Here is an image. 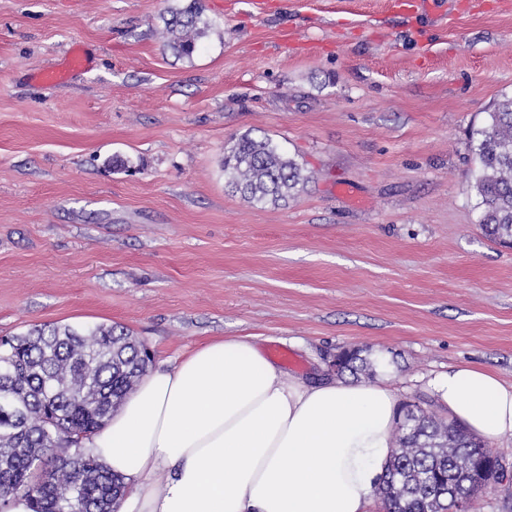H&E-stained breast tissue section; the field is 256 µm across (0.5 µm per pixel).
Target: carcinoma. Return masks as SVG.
Masks as SVG:
<instances>
[{
  "label": "carcinoma",
  "instance_id": "cac0c4a2",
  "mask_svg": "<svg viewBox=\"0 0 512 512\" xmlns=\"http://www.w3.org/2000/svg\"><path fill=\"white\" fill-rule=\"evenodd\" d=\"M163 34L180 57L190 58L209 22L197 0L163 19ZM471 188L478 224L512 245V97L486 112L472 132ZM224 176L234 191L256 203L293 196L306 180L296 160L270 138L248 134L224 149ZM147 348L123 328L35 327L0 343V380L11 382L13 408L0 410V503L22 493L33 512H110L122 491L88 449L54 460L47 449L65 436L84 438L100 428L147 371ZM374 365L353 348L341 371L373 374ZM395 448L380 489L385 512H456L461 499L481 493L484 464L494 451L456 422L405 407ZM40 494L32 493L36 485Z\"/></svg>",
  "mask_w": 512,
  "mask_h": 512
}]
</instances>
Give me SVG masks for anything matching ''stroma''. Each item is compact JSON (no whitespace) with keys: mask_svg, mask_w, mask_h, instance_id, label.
Returning <instances> with one entry per match:
<instances>
[{"mask_svg":"<svg viewBox=\"0 0 512 512\" xmlns=\"http://www.w3.org/2000/svg\"><path fill=\"white\" fill-rule=\"evenodd\" d=\"M190 0H0V337L118 325L153 367L214 339L287 349L445 416L435 379L512 381V247L477 223L470 135L512 95L497 0H201L180 58L157 32ZM88 68L40 80L74 47ZM295 157L294 197L232 192L224 146Z\"/></svg>","mask_w":512,"mask_h":512,"instance_id":"stroma-1","label":"stroma"}]
</instances>
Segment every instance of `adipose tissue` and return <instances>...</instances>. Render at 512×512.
<instances>
[{"instance_id": "ef3b65f1", "label": "adipose tissue", "mask_w": 512, "mask_h": 512, "mask_svg": "<svg viewBox=\"0 0 512 512\" xmlns=\"http://www.w3.org/2000/svg\"><path fill=\"white\" fill-rule=\"evenodd\" d=\"M434 386L472 434L512 438V383L460 365ZM396 417L386 385L309 383L223 339L148 373L84 445L125 484L116 512H371Z\"/></svg>"}]
</instances>
